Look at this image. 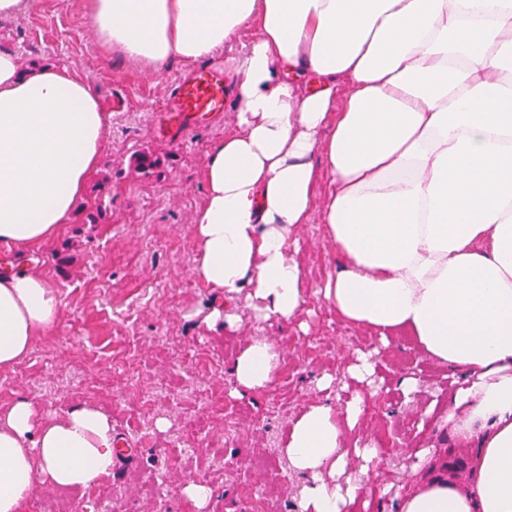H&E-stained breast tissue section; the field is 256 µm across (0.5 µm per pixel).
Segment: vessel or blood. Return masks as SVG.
<instances>
[{"instance_id": "b4317fda", "label": "vessel or blood", "mask_w": 512, "mask_h": 512, "mask_svg": "<svg viewBox=\"0 0 512 512\" xmlns=\"http://www.w3.org/2000/svg\"><path fill=\"white\" fill-rule=\"evenodd\" d=\"M227 98L221 73L201 67L181 76L174 84L169 104L159 116L158 130L176 143H184L199 122L224 109Z\"/></svg>"}]
</instances>
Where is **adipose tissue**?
I'll return each mask as SVG.
<instances>
[{
    "mask_svg": "<svg viewBox=\"0 0 512 512\" xmlns=\"http://www.w3.org/2000/svg\"><path fill=\"white\" fill-rule=\"evenodd\" d=\"M87 14L105 54L143 70L218 49L231 63L235 122L208 147L193 221L208 327H235L226 304L242 296L269 322L301 313L295 234L316 218L339 259L320 289L337 318L385 345L407 335L460 379L443 423L469 451L466 479L434 470L437 448L391 491L389 449L359 435L369 396L320 400L282 448L306 477L300 512H366L389 492L395 512H512V0H87ZM107 128L82 75L0 51V243L44 244L71 222ZM60 313L36 269L0 275V368ZM280 368L252 338L235 396ZM115 448L101 407L0 405V512L86 489Z\"/></svg>",
    "mask_w": 512,
    "mask_h": 512,
    "instance_id": "1",
    "label": "adipose tissue"
}]
</instances>
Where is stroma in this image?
I'll return each mask as SVG.
<instances>
[{
  "instance_id": "stroma-1",
  "label": "stroma",
  "mask_w": 512,
  "mask_h": 512,
  "mask_svg": "<svg viewBox=\"0 0 512 512\" xmlns=\"http://www.w3.org/2000/svg\"><path fill=\"white\" fill-rule=\"evenodd\" d=\"M0 49L28 69L53 64L78 72L110 114L101 165L72 222L51 243L15 252L19 265L39 270L57 290L62 314L25 358L0 370V404L24 396L46 414L95 404L134 446L84 492L42 489L26 512L46 505L57 512H195L181 492L190 480L212 490L204 512H299L305 477L289 471L284 439L312 402L350 400L358 384L345 368L360 352L376 364L364 429L394 451L386 483L411 480L422 448L451 443L438 417L448 401L447 370L406 341L382 346L336 319L317 295L336 268L322 224L296 233L310 292L301 323L262 321L241 298L231 305L240 318L236 332L219 336L204 326L212 295L194 274L193 217L205 194V151L234 115L224 112L182 145L157 129L173 79L194 64L175 61L154 75L104 57L85 0H27L17 17L0 21ZM139 153L159 158L152 175L134 171ZM255 336L275 345L282 369L269 389L238 399L231 365ZM326 374L333 384L318 390ZM410 377L418 390L408 394ZM260 458L271 468L258 467Z\"/></svg>"
}]
</instances>
